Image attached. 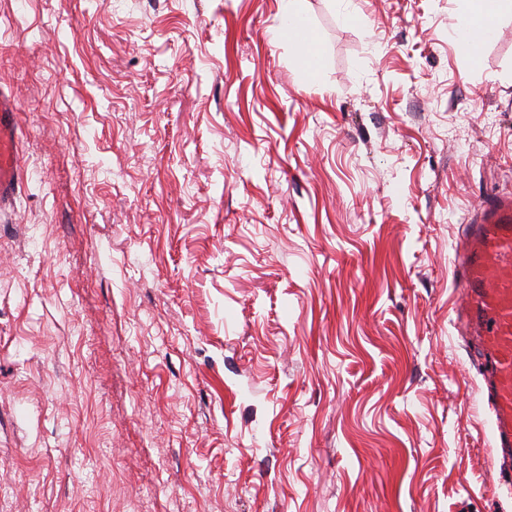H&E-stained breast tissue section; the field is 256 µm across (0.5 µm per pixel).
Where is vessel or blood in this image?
Instances as JSON below:
<instances>
[{
	"label": "vessel or blood",
	"instance_id": "vessel-or-blood-1",
	"mask_svg": "<svg viewBox=\"0 0 512 512\" xmlns=\"http://www.w3.org/2000/svg\"><path fill=\"white\" fill-rule=\"evenodd\" d=\"M18 111L0 89V213L20 190L25 171L18 153ZM458 319L481 355L497 453L512 458V195L484 199L461 239Z\"/></svg>",
	"mask_w": 512,
	"mask_h": 512
}]
</instances>
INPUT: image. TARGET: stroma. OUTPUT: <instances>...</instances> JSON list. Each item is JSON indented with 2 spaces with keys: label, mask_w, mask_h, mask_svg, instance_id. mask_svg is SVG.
<instances>
[{
  "label": "stroma",
  "mask_w": 512,
  "mask_h": 512,
  "mask_svg": "<svg viewBox=\"0 0 512 512\" xmlns=\"http://www.w3.org/2000/svg\"><path fill=\"white\" fill-rule=\"evenodd\" d=\"M304 6L317 83L281 0H0V512H512L453 311L512 12ZM303 0H283V32L297 48L306 80L319 81L322 77V59L314 27L301 6ZM505 10H512L511 0H468V9L457 29V45L473 66H479L484 45L498 29ZM18 111L11 92L0 89V213L15 199L25 171L18 153Z\"/></svg>",
  "instance_id": "obj_1"
}]
</instances>
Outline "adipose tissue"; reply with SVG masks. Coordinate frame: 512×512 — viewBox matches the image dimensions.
I'll list each match as a JSON object with an SVG mask.
<instances>
[{"mask_svg": "<svg viewBox=\"0 0 512 512\" xmlns=\"http://www.w3.org/2000/svg\"><path fill=\"white\" fill-rule=\"evenodd\" d=\"M512 10V0H468V9L457 29V45L472 65H479L485 44L498 29L504 11ZM283 32L297 48L306 80L319 81L322 59L315 30L305 14L301 0H283Z\"/></svg>", "mask_w": 512, "mask_h": 512, "instance_id": "adipose-tissue-1", "label": "adipose tissue"}]
</instances>
